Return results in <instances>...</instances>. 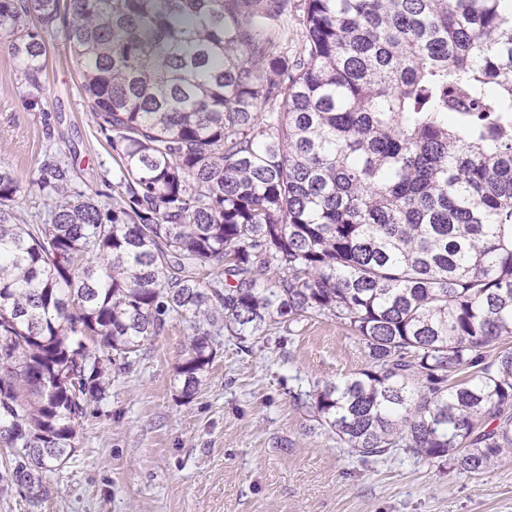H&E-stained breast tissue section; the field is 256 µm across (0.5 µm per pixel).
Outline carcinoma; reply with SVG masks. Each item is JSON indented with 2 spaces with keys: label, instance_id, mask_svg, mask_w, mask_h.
<instances>
[{
  "label": "carcinoma",
  "instance_id": "obj_1",
  "mask_svg": "<svg viewBox=\"0 0 512 512\" xmlns=\"http://www.w3.org/2000/svg\"><path fill=\"white\" fill-rule=\"evenodd\" d=\"M59 29L112 202L48 154L30 224L0 167V495L173 321L185 398L221 336L324 317L367 364L292 398L348 453L512 456V0H0L33 108Z\"/></svg>",
  "mask_w": 512,
  "mask_h": 512
}]
</instances>
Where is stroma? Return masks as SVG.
Returning a JSON list of instances; mask_svg holds the SVG:
<instances>
[{
    "mask_svg": "<svg viewBox=\"0 0 512 512\" xmlns=\"http://www.w3.org/2000/svg\"><path fill=\"white\" fill-rule=\"evenodd\" d=\"M40 107L0 39V166L22 181V215L41 220L34 178L46 154L74 165L78 187L104 191L112 159L92 123L63 36L48 40ZM172 322L131 371L90 403L74 453L47 474L38 508L12 492L0 512H512V460L478 475L401 458L363 464L294 405L292 389L364 368L361 344L330 319L269 334L252 353L221 337L192 398L176 367L188 341Z\"/></svg>",
    "mask_w": 512,
    "mask_h": 512,
    "instance_id": "obj_1",
    "label": "stroma"
}]
</instances>
